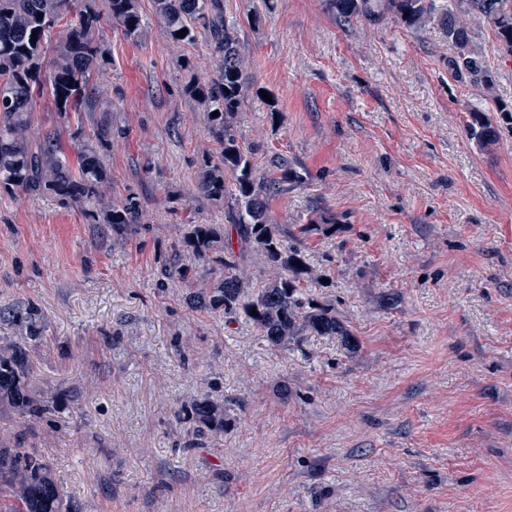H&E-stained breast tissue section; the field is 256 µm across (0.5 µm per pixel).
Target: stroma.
I'll return each mask as SVG.
<instances>
[{
  "label": "stroma",
  "instance_id": "stroma-1",
  "mask_svg": "<svg viewBox=\"0 0 512 512\" xmlns=\"http://www.w3.org/2000/svg\"><path fill=\"white\" fill-rule=\"evenodd\" d=\"M139 40L107 28L113 201L139 196L146 230L117 240L51 197H0V304L41 308L39 390L68 409L28 435L78 512H512V120L478 147L469 104L512 101V57L473 36L493 93L448 72L437 26L337 22L325 0H224L250 55L236 126L258 173L284 155L304 183L274 224L338 217L307 260L362 343L271 348L244 321L163 284L165 248L216 143L183 86L214 69L205 35L176 48L140 0ZM174 198L177 210L165 202ZM233 424L189 447L178 414L204 396Z\"/></svg>",
  "mask_w": 512,
  "mask_h": 512
}]
</instances>
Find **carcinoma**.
<instances>
[{"label":"carcinoma","instance_id":"carcinoma-1","mask_svg":"<svg viewBox=\"0 0 512 512\" xmlns=\"http://www.w3.org/2000/svg\"><path fill=\"white\" fill-rule=\"evenodd\" d=\"M157 21L174 46L206 35L216 58L213 75L190 78L185 93L198 111L219 151L201 155L193 196L225 209L236 237L222 224L180 225L169 244L163 274L172 284L189 287L188 301L230 319H244L270 347L286 348L307 336H334L351 355L361 343L335 304L302 291L316 277L304 253V238L330 233L328 224H301L292 231L272 224L268 200L297 186L303 175L282 157L274 173L260 175L252 150L236 135L239 112L250 103L251 63L235 24L224 17L223 0H152ZM341 22L392 19L418 31L440 28L448 42V71L490 92L495 76L471 25L493 27L503 53L512 55V0H326ZM125 36L142 37L145 19L138 0H0V194L46 195L65 207H97L98 223L123 239L144 227L142 201L128 196L118 203L109 195L112 112L103 104L98 78L108 64L104 24ZM185 35H180V32ZM49 95L58 111L56 125L35 128L37 99ZM218 116H212L213 112ZM471 135L486 148L496 132L482 109H468ZM251 250L272 272L261 285L237 263L233 243ZM0 323L13 336H0V414L37 425L67 409L68 395L47 401L34 390L32 354L44 344L46 323L32 303L0 306ZM179 417L198 438L221 434L231 425L224 402L207 396L181 409ZM0 512H77L49 460L25 444L22 433L0 437Z\"/></svg>","mask_w":512,"mask_h":512}]
</instances>
